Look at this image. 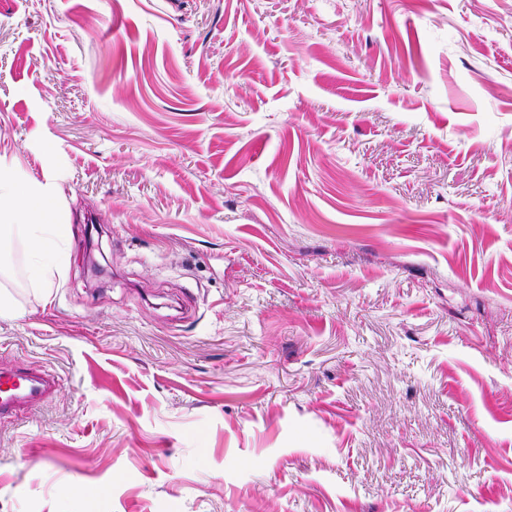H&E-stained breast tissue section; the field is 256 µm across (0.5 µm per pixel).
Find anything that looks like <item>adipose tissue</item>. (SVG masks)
<instances>
[{
	"label": "adipose tissue",
	"mask_w": 512,
	"mask_h": 512,
	"mask_svg": "<svg viewBox=\"0 0 512 512\" xmlns=\"http://www.w3.org/2000/svg\"><path fill=\"white\" fill-rule=\"evenodd\" d=\"M52 193L50 183L22 185L12 171L0 168V245H6L14 231H31V275L40 284L58 269L57 239L69 221L54 205Z\"/></svg>",
	"instance_id": "1"
}]
</instances>
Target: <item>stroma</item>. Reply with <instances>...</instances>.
<instances>
[{
  "mask_svg": "<svg viewBox=\"0 0 512 512\" xmlns=\"http://www.w3.org/2000/svg\"><path fill=\"white\" fill-rule=\"evenodd\" d=\"M0 512H512V0H0ZM53 187L49 182L18 183L16 175L0 167V245L7 244L16 230H37L31 236L34 258L33 279L40 285L51 280L58 264L57 238L70 224L67 213L60 212L52 200ZM57 389L54 375L24 362L0 367V418L47 401Z\"/></svg>",
  "mask_w": 512,
  "mask_h": 512,
  "instance_id": "obj_1",
  "label": "stroma"
}]
</instances>
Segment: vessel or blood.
<instances>
[{
    "mask_svg": "<svg viewBox=\"0 0 512 512\" xmlns=\"http://www.w3.org/2000/svg\"><path fill=\"white\" fill-rule=\"evenodd\" d=\"M56 389L55 376L40 367L23 362L0 367V418L44 403Z\"/></svg>",
    "mask_w": 512,
    "mask_h": 512,
    "instance_id": "vessel-or-blood-1",
    "label": "vessel or blood"
}]
</instances>
